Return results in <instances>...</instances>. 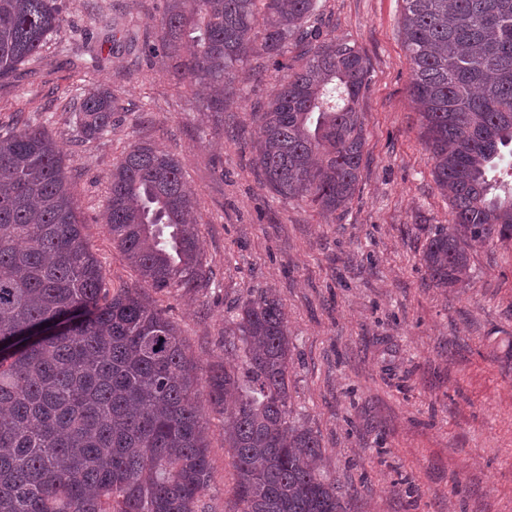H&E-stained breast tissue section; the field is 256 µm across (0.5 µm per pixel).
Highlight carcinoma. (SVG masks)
Here are the masks:
<instances>
[{
  "label": "carcinoma",
  "mask_w": 512,
  "mask_h": 512,
  "mask_svg": "<svg viewBox=\"0 0 512 512\" xmlns=\"http://www.w3.org/2000/svg\"><path fill=\"white\" fill-rule=\"evenodd\" d=\"M409 92L451 219L422 260L435 286L468 276L470 249L512 242V0H402ZM317 0H168L157 41L175 74L224 89L249 58L303 63L263 111L255 163L279 196L322 214L352 200L363 160L357 102L366 59L350 41L312 36ZM57 0H0V79L38 58L61 27ZM105 90L70 105L86 139L112 126ZM0 130V512H204L208 441L199 377L165 313L135 288L112 291L88 245L62 158L45 132ZM194 203L179 160L149 144L112 170L105 224L143 283L162 292L208 283ZM291 342L275 295L224 321L228 370L209 369L224 415L241 512H344L321 472L320 440L291 418Z\"/></svg>",
  "instance_id": "1"
}]
</instances>
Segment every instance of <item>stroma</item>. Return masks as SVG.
<instances>
[{
    "mask_svg": "<svg viewBox=\"0 0 512 512\" xmlns=\"http://www.w3.org/2000/svg\"><path fill=\"white\" fill-rule=\"evenodd\" d=\"M322 38L368 63L364 155L351 202L323 215L282 199L254 167L252 114L283 81L264 57L221 113L176 85L150 51L167 0H61L62 26L37 60L0 80V127L23 115L60 150L88 242L112 289L137 288L178 327L199 373L224 359V321L248 297L281 301L291 339L289 403L319 438L347 512H512V243L476 248L470 278L432 282L422 261L448 226V200L421 137L400 35L402 0H319ZM120 21L138 34L126 43ZM116 101L110 131L80 138L70 101L91 84ZM148 142L180 159L210 281L194 292L142 286L102 222L112 168ZM197 406L209 442V512H241L222 418Z\"/></svg>",
    "mask_w": 512,
    "mask_h": 512,
    "instance_id": "stroma-1",
    "label": "stroma"
}]
</instances>
